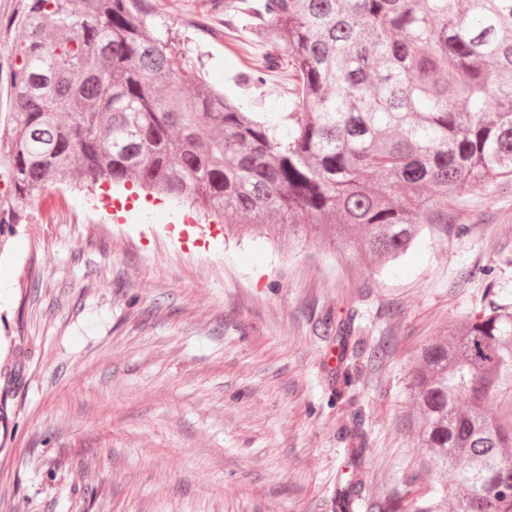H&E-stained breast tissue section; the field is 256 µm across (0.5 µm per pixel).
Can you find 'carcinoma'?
<instances>
[{
  "label": "carcinoma",
  "mask_w": 512,
  "mask_h": 512,
  "mask_svg": "<svg viewBox=\"0 0 512 512\" xmlns=\"http://www.w3.org/2000/svg\"><path fill=\"white\" fill-rule=\"evenodd\" d=\"M291 58L259 115L173 48L152 0H19L0 70V237L50 183L131 182L285 247L394 265L448 201L512 181V0H224ZM410 371L435 512H512V303L451 322Z\"/></svg>",
  "instance_id": "1"
}]
</instances>
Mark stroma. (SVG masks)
Returning a JSON list of instances; mask_svg holds the SVG:
<instances>
[{
  "label": "stroma",
  "instance_id": "obj_1",
  "mask_svg": "<svg viewBox=\"0 0 512 512\" xmlns=\"http://www.w3.org/2000/svg\"><path fill=\"white\" fill-rule=\"evenodd\" d=\"M153 2L225 92L292 111V94L251 83L260 57L298 78L243 20L224 29L211 0ZM186 211L130 184L54 183L8 237L0 512H335L355 476V512L439 500L408 373L449 322L512 301V185L472 188L447 230L379 271Z\"/></svg>",
  "mask_w": 512,
  "mask_h": 512
}]
</instances>
